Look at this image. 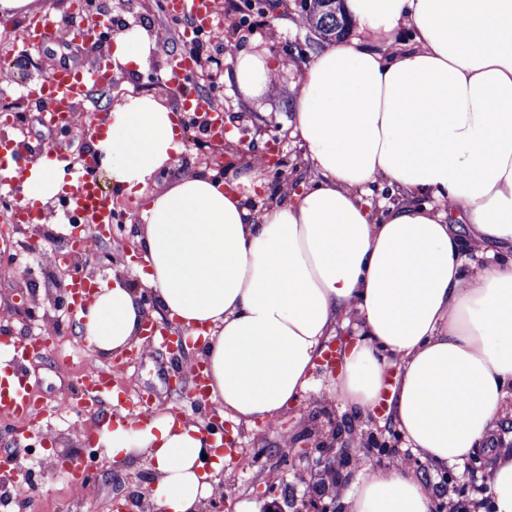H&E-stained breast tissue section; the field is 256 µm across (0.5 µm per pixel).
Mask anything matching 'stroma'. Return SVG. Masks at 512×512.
<instances>
[{
  "label": "stroma",
  "instance_id": "stroma-1",
  "mask_svg": "<svg viewBox=\"0 0 512 512\" xmlns=\"http://www.w3.org/2000/svg\"><path fill=\"white\" fill-rule=\"evenodd\" d=\"M164 0H104L111 12L113 30L129 24L157 28L166 21ZM218 15L234 14L240 25L234 30H209L202 38L213 59L204 75L194 76V84L232 119V134L224 145V158L216 165L217 174L232 182L240 165L256 158L266 145H275L286 161L279 168L260 172L265 189L259 192L257 207L263 208L300 191L313 177L302 158V151L284 129L291 112V101L299 88L305 66L325 42L312 30L297 26L302 10L297 0H217ZM37 17L22 13L0 16V56L12 65L27 69L29 84L39 83L47 71L70 52L54 41H33L29 33ZM232 53H225V46ZM246 49L278 62L277 84L261 94L246 97L233 78V53ZM186 49L180 37H173L158 47L147 69L113 78L103 88L94 90L89 102L98 112H110L114 98L127 94H151L166 106H174L170 83V60ZM22 129L0 121V135L20 142L26 155L38 157L53 146L67 143L71 157L89 153L90 133L78 128L70 132L47 125L34 99H25ZM211 152L210 136L198 128L191 129L184 149L173 166L142 191L113 192L116 216L111 232L86 226L71 228L63 200L53 202L51 222L38 230L41 247L54 254L55 263H47L26 249L27 236L13 234L8 244H0V333L23 340L31 336L44 339L38 357L22 362V372L29 388L46 409L38 423H30L0 413V448L18 452L27 469L17 488L22 497L13 498L12 512H117L118 503H126V512H135L140 492L145 491L151 476L146 461L124 465L112 463L102 449L73 435V422H80L86 432L98 429V417L82 403V377L87 364L107 365V358L92 353L83 342L71 316L58 315L45 321L39 304L47 298L56 277L68 268L73 255L74 236H81L83 250L95 265L98 278L126 276L137 281L134 264L124 263L125 250L134 244L133 229L151 196L185 173L206 167ZM33 270L27 284H19L24 270ZM132 360L112 368V385L126 402L149 404L172 403L191 419H211V412L181 394L173 381L191 370L189 356L169 352L163 345H146L131 349ZM316 388L297 408L280 418L279 432L263 424L248 429L238 427V449L230 455L220 474L224 484L223 512H238L244 501L256 503L259 512L277 506L281 512H298L310 490L298 480L302 470L322 472L326 462L345 460L346 486L360 479L361 468L389 467L392 457H400L406 468L421 474L432 496V512H443L445 505L467 508L468 512H488L489 502L479 479L488 466L487 458L469 460L467 465L446 469L433 467L420 455L405 448L388 422L383 407L365 414H355L338 403L327 369L314 374ZM338 428L340 438L330 452L312 448L320 432ZM296 450L295 457L282 453L283 447ZM77 460L85 473L81 492H73L64 478L53 476L57 463Z\"/></svg>",
  "mask_w": 512,
  "mask_h": 512
}]
</instances>
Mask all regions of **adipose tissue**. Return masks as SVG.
<instances>
[{"instance_id":"1","label":"adipose tissue","mask_w":512,"mask_h":512,"mask_svg":"<svg viewBox=\"0 0 512 512\" xmlns=\"http://www.w3.org/2000/svg\"><path fill=\"white\" fill-rule=\"evenodd\" d=\"M360 38L322 48L305 68L288 125L314 171L292 199L254 216L258 166L235 187L190 172L154 196L135 241L140 287L113 278L75 314L95 353L143 346V292L172 330L197 340L203 406L222 418L277 426L312 391L325 344L340 327L360 337L340 353L337 401L367 412L388 404L412 451L441 467L485 452L493 512H512V453L495 430L512 402V0H346ZM115 71L147 64L156 38L118 31ZM278 66L239 51L234 81L269 88ZM116 189L132 192L182 148L175 112L153 95L112 105L102 139ZM14 180L23 202L63 192V163L42 156ZM391 198L373 210L371 186ZM457 205L472 230L449 220ZM395 383H388L389 368ZM113 462L146 460L156 512H201L224 466L204 421L154 407L105 423ZM348 512H431L405 468L369 469L344 493Z\"/></svg>"}]
</instances>
